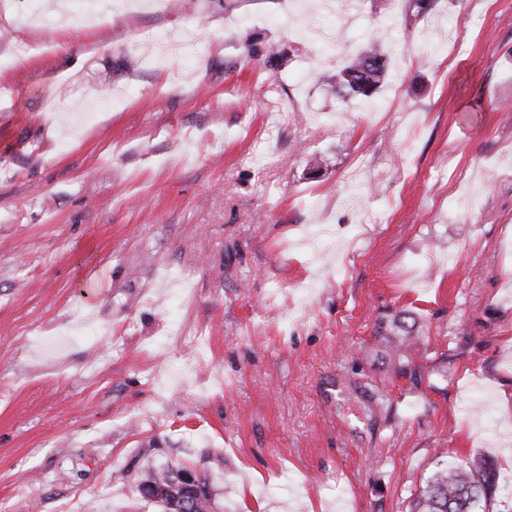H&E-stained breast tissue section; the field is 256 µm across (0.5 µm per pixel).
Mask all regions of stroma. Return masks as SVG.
<instances>
[{
	"label": "stroma",
	"mask_w": 512,
	"mask_h": 512,
	"mask_svg": "<svg viewBox=\"0 0 512 512\" xmlns=\"http://www.w3.org/2000/svg\"><path fill=\"white\" fill-rule=\"evenodd\" d=\"M63 2L0 0V512H160L155 468L411 512L478 461L512 512V0ZM388 59L376 45L364 49L336 73L338 92L349 99H370L387 71Z\"/></svg>",
	"instance_id": "1"
}]
</instances>
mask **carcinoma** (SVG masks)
Listing matches in <instances>:
<instances>
[{
	"label": "carcinoma",
	"instance_id": "1",
	"mask_svg": "<svg viewBox=\"0 0 512 512\" xmlns=\"http://www.w3.org/2000/svg\"><path fill=\"white\" fill-rule=\"evenodd\" d=\"M388 59L376 45L364 49L336 73V89L351 99H370L387 71ZM186 469L153 471L139 484L142 497L157 503L162 512H181V475ZM202 496L190 512H214L209 478L196 477ZM496 473L486 464L442 466L436 470L415 499L417 512H490L495 500Z\"/></svg>",
	"mask_w": 512,
	"mask_h": 512
}]
</instances>
